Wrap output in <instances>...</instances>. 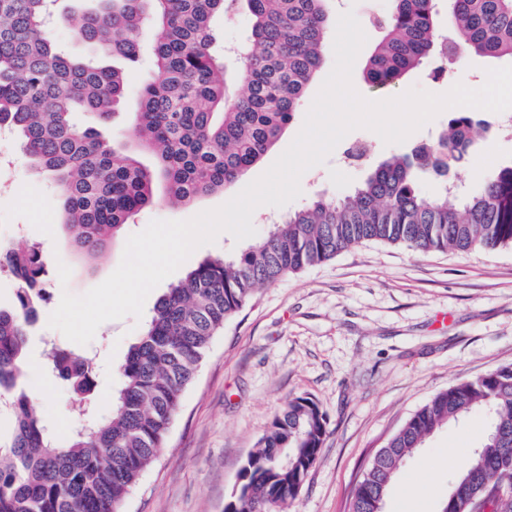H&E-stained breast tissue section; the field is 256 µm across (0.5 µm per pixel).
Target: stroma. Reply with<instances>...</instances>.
Masks as SVG:
<instances>
[{"instance_id":"stroma-1","label":"stroma","mask_w":512,"mask_h":512,"mask_svg":"<svg viewBox=\"0 0 512 512\" xmlns=\"http://www.w3.org/2000/svg\"><path fill=\"white\" fill-rule=\"evenodd\" d=\"M366 9V0H333L330 17L338 19L350 10L363 21L367 41L355 61L352 84L368 98L372 92L364 68L379 32L365 22ZM334 62L332 48H325L322 67L292 121L240 185L261 176L292 143ZM511 63L466 56L450 61L438 78L426 64L386 95L413 87L442 94L459 82L477 89L487 70ZM151 74L152 54L146 47L138 63L124 68L129 95L112 119L113 139L130 136L136 94ZM473 116L486 132L456 170L455 181L465 191L512 163V135L503 131L499 114L477 109ZM448 117L441 112L401 144H384L364 128L351 131L325 163L302 175L301 195L279 208V215L319 195H347L386 158L435 141ZM232 196V191L217 190L176 205L159 197L124 225L101 254L89 257L75 251L71 232L59 222L60 201L51 179L29 163L0 168V240L10 247L35 248L52 261L46 278L49 300L32 330L28 369L52 389L35 407L58 442H66L76 424L69 388L45 369L49 343L69 344L48 325L63 292L81 295L102 283L120 264L128 237L151 221L186 220ZM237 247L231 234L221 233L150 292L143 317L129 315L100 325L86 346L96 365L95 413L107 414V398L121 384L120 367L129 347L165 287L182 279L197 258ZM61 262L71 269L65 283L58 275ZM508 364L512 247L415 254L384 243L355 246L258 289L252 302L225 323L183 395L165 448L130 492L124 512H224L249 453L283 403L299 395L310 397L326 414L328 434L300 495L285 512H351L354 489L374 455L423 404L453 384ZM487 431L484 413L474 411L427 437L394 479L383 512H440L460 462L480 446ZM416 484L424 486V495L413 493Z\"/></svg>"}]
</instances>
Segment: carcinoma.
<instances>
[{
	"instance_id": "1",
	"label": "carcinoma",
	"mask_w": 512,
	"mask_h": 512,
	"mask_svg": "<svg viewBox=\"0 0 512 512\" xmlns=\"http://www.w3.org/2000/svg\"><path fill=\"white\" fill-rule=\"evenodd\" d=\"M57 0H0V125L12 128L33 164L55 182L75 249L101 253L123 225L154 202L155 184L172 202L229 189L257 164L293 118L329 41V0H75L77 55L51 29ZM438 0H392L374 26L381 38L365 66L382 91L432 60L435 72L470 55L512 59V0H448L450 36L439 35ZM250 16L247 42L235 52L236 80L216 20ZM152 32L153 72L138 93L137 151L80 127L91 115L107 126L126 100L121 70ZM478 134L469 112H455L432 144L380 163L350 194L317 196L234 255H208L157 299L121 366L111 414L97 419L91 359L54 351L51 370L70 387L78 424L56 442L22 390L30 329L42 301L27 284L0 306V398L13 418L0 438V512H122L131 489L163 448L186 387L212 339L259 286L333 259L369 241L413 252L512 246V164L465 195L443 186L433 197L417 182L436 177L473 151ZM151 156L144 164L137 152ZM25 277L45 273L39 251L6 249L0 265ZM489 417L482 445L460 463L458 487L472 477L485 512H512V364L448 387L417 410L375 454L351 512H375L404 460L435 429L476 410ZM327 434V419L309 397L295 396L274 416L247 457L239 492L224 512H281L298 496Z\"/></svg>"
}]
</instances>
